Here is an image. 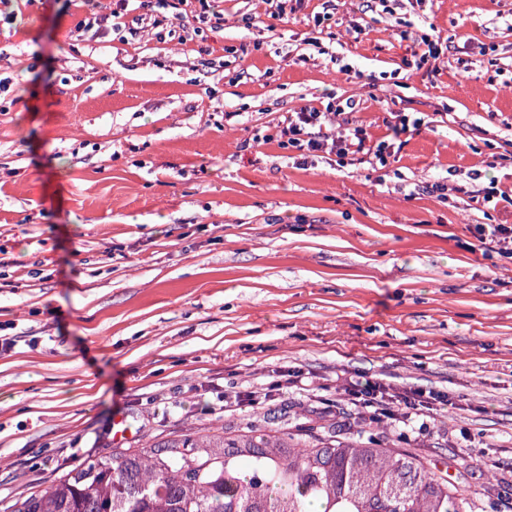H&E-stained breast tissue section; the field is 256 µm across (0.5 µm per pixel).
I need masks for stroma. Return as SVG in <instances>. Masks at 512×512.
<instances>
[{"mask_svg":"<svg viewBox=\"0 0 512 512\" xmlns=\"http://www.w3.org/2000/svg\"><path fill=\"white\" fill-rule=\"evenodd\" d=\"M116 7L0 0V512L112 448L117 418L129 448L373 435L512 512V259L472 230L512 225V0H305L290 22L224 0L187 45L113 30ZM428 31L440 58L407 69ZM332 98L368 152L302 159L277 125ZM371 378L459 408L403 425L351 404Z\"/></svg>","mask_w":512,"mask_h":512,"instance_id":"obj_1","label":"stroma"}]
</instances>
